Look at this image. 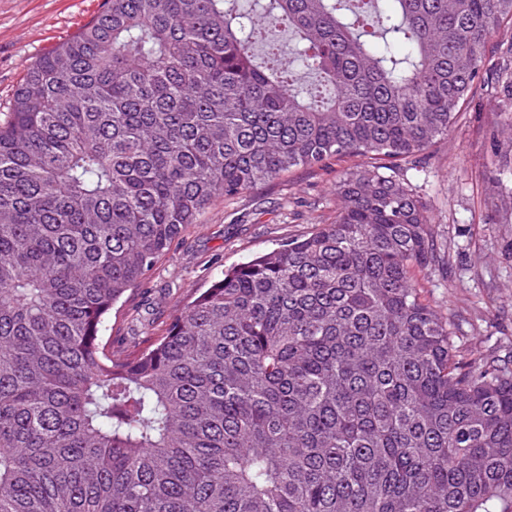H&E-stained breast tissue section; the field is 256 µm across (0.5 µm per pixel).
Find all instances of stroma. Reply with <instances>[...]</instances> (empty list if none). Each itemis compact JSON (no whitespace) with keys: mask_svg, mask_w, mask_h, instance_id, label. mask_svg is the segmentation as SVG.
Here are the masks:
<instances>
[{"mask_svg":"<svg viewBox=\"0 0 512 512\" xmlns=\"http://www.w3.org/2000/svg\"><path fill=\"white\" fill-rule=\"evenodd\" d=\"M104 0H0V120L26 70L71 38ZM512 151L490 89L474 90L447 137L407 178L427 204L441 261L419 270L424 294L455 323L462 354L512 346V174L499 173L490 140ZM344 165L298 168L231 199L215 202L189 225L150 272L143 289L112 312L114 345L163 335L174 311L222 270L248 261L336 216Z\"/></svg>","mask_w":512,"mask_h":512,"instance_id":"1","label":"stroma"}]
</instances>
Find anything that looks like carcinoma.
<instances>
[{
  "label": "carcinoma",
  "mask_w": 512,
  "mask_h": 512,
  "mask_svg": "<svg viewBox=\"0 0 512 512\" xmlns=\"http://www.w3.org/2000/svg\"><path fill=\"white\" fill-rule=\"evenodd\" d=\"M104 0L0 123V512H512V350L459 357L404 172L512 0ZM294 36L309 82L270 38ZM360 157L336 218L165 334L112 310L219 198Z\"/></svg>",
  "instance_id": "1"
}]
</instances>
